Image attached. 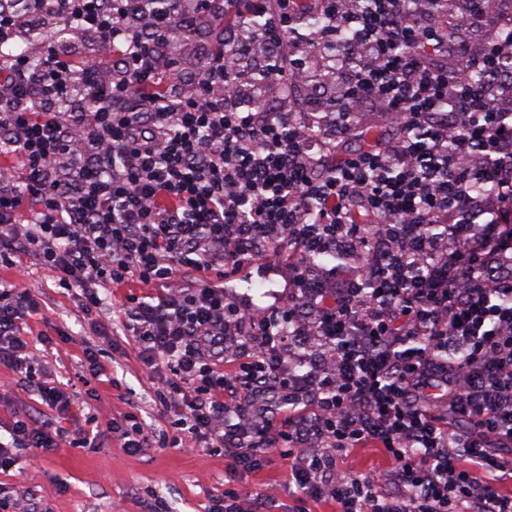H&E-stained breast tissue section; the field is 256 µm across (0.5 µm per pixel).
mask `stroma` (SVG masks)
I'll use <instances>...</instances> for the list:
<instances>
[{"mask_svg": "<svg viewBox=\"0 0 512 512\" xmlns=\"http://www.w3.org/2000/svg\"><path fill=\"white\" fill-rule=\"evenodd\" d=\"M288 278L286 266L256 264L226 286L250 313L286 304ZM1 280L38 295L43 313L29 318L25 329L36 374L75 392L73 411L78 419L92 416L103 427L130 411L144 427L165 425L137 351L123 333H115L111 345L93 335L79 299L60 288L54 273L35 260H26L20 270L0 268ZM46 315L51 318L47 324L42 321ZM50 324L59 334L47 344L40 335ZM88 347L99 351L105 378L90 376L84 357ZM46 412L32 387L0 366V440L9 441L8 428L14 419L38 422ZM229 464L223 451L199 447L131 455L115 439L94 448L67 447L52 454L29 448L20 451L14 466L0 469V499L32 504L35 512H150L157 499L166 512H204L227 489L262 494L278 490L286 479L285 468L276 459L251 473L230 471Z\"/></svg>", "mask_w": 512, "mask_h": 512, "instance_id": "35a3bbf8", "label": "stroma"}]
</instances>
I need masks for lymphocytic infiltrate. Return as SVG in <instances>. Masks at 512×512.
<instances>
[{
    "instance_id": "f902f5d3",
    "label": "lymphocytic infiltrate",
    "mask_w": 512,
    "mask_h": 512,
    "mask_svg": "<svg viewBox=\"0 0 512 512\" xmlns=\"http://www.w3.org/2000/svg\"><path fill=\"white\" fill-rule=\"evenodd\" d=\"M188 1L200 17L240 2L15 0L0 10V46L51 19L119 60L81 68L52 45L35 60L0 55V155L21 161L0 166V265L36 260L80 291L91 317L99 288L150 291L125 296L121 326L171 428L145 429L128 412L103 436L132 454L183 441L220 448L251 472L278 456L291 512L309 501L336 512H512L502 488L512 481V6L251 0L273 31L232 29L181 92L168 50ZM304 2L336 31L315 34L275 85L320 73L334 88L321 127L287 118L284 101L245 109L267 86L226 65L255 43L277 56ZM474 28L484 33L476 51ZM410 43L420 52L400 54ZM364 103L400 115L396 133L337 154ZM345 238L383 249L358 271L312 278L307 256ZM257 239L266 251L252 249ZM257 263L288 266V305L248 314L229 300L225 280ZM40 311L30 289L0 284V365L27 380L24 325ZM90 329L112 338L93 317ZM36 391L52 414L14 420L0 469L24 448L95 440L67 429V389ZM357 448L383 449L390 470L343 468Z\"/></svg>"
}]
</instances>
